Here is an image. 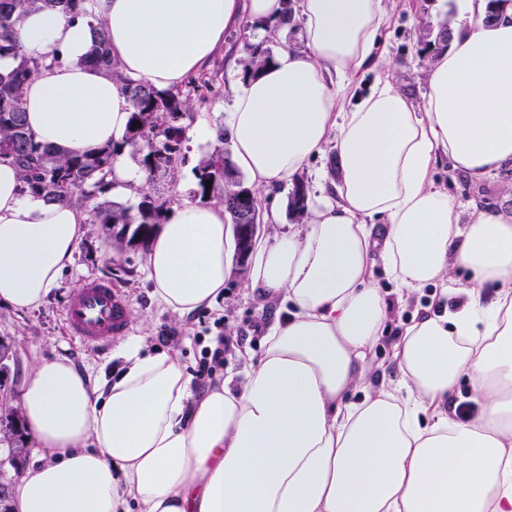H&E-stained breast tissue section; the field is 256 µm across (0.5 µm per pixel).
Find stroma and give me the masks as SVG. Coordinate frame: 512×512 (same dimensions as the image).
Here are the masks:
<instances>
[{
	"mask_svg": "<svg viewBox=\"0 0 512 512\" xmlns=\"http://www.w3.org/2000/svg\"><path fill=\"white\" fill-rule=\"evenodd\" d=\"M387 4L391 12L390 25L384 33L391 51L387 71L399 89L413 100H421L425 91L423 71L439 49V34L446 28L455 29L459 22L453 0H387ZM249 29V23L245 22L226 33L224 51L217 53L202 73L193 75L194 101L180 120L189 131L202 115L207 116L212 129L222 127L230 104L227 75L229 71L244 68ZM219 145L218 137L201 142L189 134L183 145L186 162L175 182L155 181L151 185L152 191L173 203L184 197L195 198L197 180L194 171L214 154ZM335 154L334 145H326L324 157L311 160L288 185L265 193L266 202L277 203L281 208L284 224L299 223L300 218L292 207L294 193L300 191L308 197L316 195L317 176L333 172ZM434 179L457 197L460 220L464 223L475 210L499 207L507 196L512 195V168L474 181L454 169L443 157L435 165ZM114 236L112 226L88 221L73 265L40 308L16 311L0 304V341L10 349L9 370L1 380L6 390L19 391L32 365L57 357L70 359L92 381L110 378L122 370V351L131 340L139 342L145 354L178 355L187 375L194 378V389L200 390L224 378L220 369L209 379L196 376L204 352L214 348L218 337H226L235 348L234 353L226 357L230 365L236 362V350L244 347L259 350L274 320L278 303L274 300L262 302L252 296L248 287V264L233 262L226 277L224 298L215 308L180 318L165 311L155 300L147 279L142 247L114 251ZM88 276L111 280L128 301L131 330L128 336L113 342L107 351L85 346L74 339L64 320L68 297ZM375 284L390 302L391 309L384 334L368 360L366 376L370 379L388 368L392 344L404 325L423 313L433 293L432 288H425L422 295L401 305L397 302L395 285L384 272H376Z\"/></svg>",
	"mask_w": 512,
	"mask_h": 512,
	"instance_id": "obj_1",
	"label": "stroma"
}]
</instances>
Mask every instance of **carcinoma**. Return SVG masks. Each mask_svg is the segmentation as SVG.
Listing matches in <instances>:
<instances>
[{
    "label": "carcinoma",
    "instance_id": "cac0c4a2",
    "mask_svg": "<svg viewBox=\"0 0 512 512\" xmlns=\"http://www.w3.org/2000/svg\"><path fill=\"white\" fill-rule=\"evenodd\" d=\"M79 3L80 0H0V57L10 56L15 61L11 71L0 72V160H8L19 169L23 192L80 209L110 189L112 156L127 148L141 157L149 179L174 178L184 164L182 145L186 139V129L177 121L191 108L192 99L188 92L157 90L125 75L112 61L107 29L101 23H93L94 44L83 64L112 77L118 84L131 103L133 125L122 143L106 145L90 154L66 152L36 141L25 120L24 87L32 73L60 65L62 56L26 54L17 39L16 25L37 7L57 8L75 17ZM270 57L269 49L254 47L244 74L258 70ZM229 170V158L223 156L200 165L196 194L203 199L214 192ZM166 205L167 200L146 194L134 209L103 201L96 203L93 211L96 223L121 225L115 235V243L121 247L126 243L144 244L161 220Z\"/></svg>",
    "mask_w": 512,
    "mask_h": 512
}]
</instances>
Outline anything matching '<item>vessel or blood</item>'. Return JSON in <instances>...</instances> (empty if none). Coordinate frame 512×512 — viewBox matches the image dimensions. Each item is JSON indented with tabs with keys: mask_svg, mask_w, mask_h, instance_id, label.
<instances>
[{
	"mask_svg": "<svg viewBox=\"0 0 512 512\" xmlns=\"http://www.w3.org/2000/svg\"><path fill=\"white\" fill-rule=\"evenodd\" d=\"M128 303L111 281L86 279L69 296L65 317L74 336L87 346L106 349L130 329Z\"/></svg>",
	"mask_w": 512,
	"mask_h": 512,
	"instance_id": "vessel-or-blood-1",
	"label": "vessel or blood"
}]
</instances>
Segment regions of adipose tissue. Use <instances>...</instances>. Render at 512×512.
Returning a JSON list of instances; mask_svg holds the SVG:
<instances>
[{"mask_svg":"<svg viewBox=\"0 0 512 512\" xmlns=\"http://www.w3.org/2000/svg\"><path fill=\"white\" fill-rule=\"evenodd\" d=\"M462 27L425 71L422 104L389 77L356 97L390 23L384 0H297L304 50L282 44L231 82L224 130L251 185L286 184L336 143L337 177L299 229L256 241L249 287L278 300L259 357L193 389L177 356L123 352V371L91 383L68 359L32 366L16 404L26 437L49 458L28 468L14 512H512V208L459 221L436 186L447 156L474 179L512 166V8L455 0ZM83 16L30 11L17 25L32 56L64 65L25 86L41 143L91 153L121 142L131 106L84 65L90 24L110 35L121 71L178 87L224 47L242 19L267 36L285 0H84ZM0 161V303L41 306L72 265L84 213L20 190ZM237 242L224 204H174L145 245L153 295L186 316L224 293ZM443 284L433 311L390 353L401 380L364 381L388 302ZM469 277L445 287L452 269ZM479 410L450 405L462 380ZM361 400H352L354 392Z\"/></svg>","mask_w":512,"mask_h":512,"instance_id":"obj_1","label":"adipose tissue"}]
</instances>
